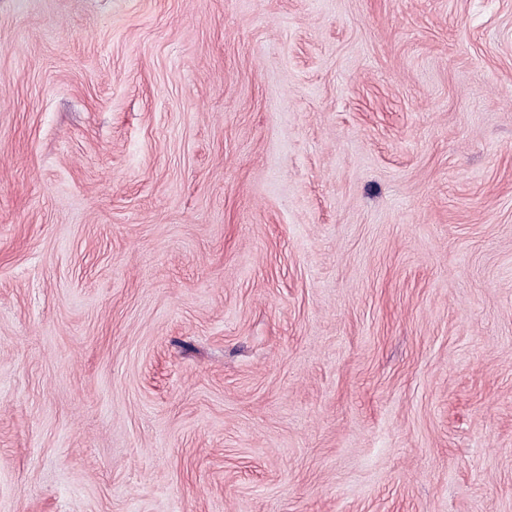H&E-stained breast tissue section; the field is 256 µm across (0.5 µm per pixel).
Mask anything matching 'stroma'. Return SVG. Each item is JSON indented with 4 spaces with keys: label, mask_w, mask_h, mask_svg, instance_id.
<instances>
[{
    "label": "stroma",
    "mask_w": 512,
    "mask_h": 512,
    "mask_svg": "<svg viewBox=\"0 0 512 512\" xmlns=\"http://www.w3.org/2000/svg\"><path fill=\"white\" fill-rule=\"evenodd\" d=\"M0 512H512V0H0Z\"/></svg>",
    "instance_id": "obj_1"
}]
</instances>
